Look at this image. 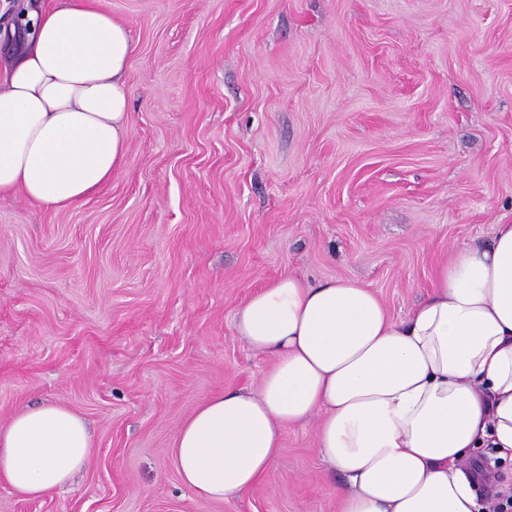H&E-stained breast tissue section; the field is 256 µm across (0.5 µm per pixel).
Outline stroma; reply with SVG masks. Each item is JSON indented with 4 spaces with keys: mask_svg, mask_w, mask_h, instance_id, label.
I'll use <instances>...</instances> for the list:
<instances>
[{
    "mask_svg": "<svg viewBox=\"0 0 512 512\" xmlns=\"http://www.w3.org/2000/svg\"><path fill=\"white\" fill-rule=\"evenodd\" d=\"M98 3L136 45L123 168L62 210L0 197V425L54 401L95 452L43 498L0 485V512H336L313 424L221 502L175 436L269 366L233 326L258 288L356 279L403 317L512 224V0Z\"/></svg>",
    "mask_w": 512,
    "mask_h": 512,
    "instance_id": "1",
    "label": "stroma"
}]
</instances>
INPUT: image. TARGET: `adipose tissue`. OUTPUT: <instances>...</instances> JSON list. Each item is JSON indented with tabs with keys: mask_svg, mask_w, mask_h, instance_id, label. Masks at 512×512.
I'll return each instance as SVG.
<instances>
[{
	"mask_svg": "<svg viewBox=\"0 0 512 512\" xmlns=\"http://www.w3.org/2000/svg\"><path fill=\"white\" fill-rule=\"evenodd\" d=\"M0 71V195L64 209L108 185L130 134V28L91 0L19 19ZM235 330L270 356L253 391L228 390L180 426L182 483L221 501L248 492L289 427L341 474L339 512H484L466 462L512 457V224L456 245L402 319L354 279L286 273L237 310ZM94 453L82 416L56 402L0 427V483L26 498L62 489Z\"/></svg>",
	"mask_w": 512,
	"mask_h": 512,
	"instance_id": "1",
	"label": "adipose tissue"
}]
</instances>
